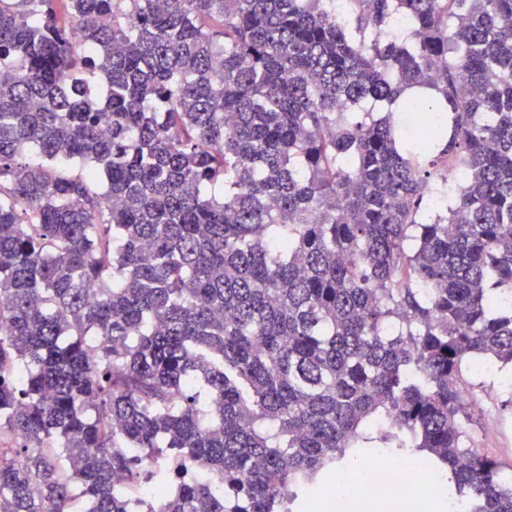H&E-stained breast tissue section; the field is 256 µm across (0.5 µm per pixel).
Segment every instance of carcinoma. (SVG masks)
Listing matches in <instances>:
<instances>
[{
  "mask_svg": "<svg viewBox=\"0 0 512 512\" xmlns=\"http://www.w3.org/2000/svg\"><path fill=\"white\" fill-rule=\"evenodd\" d=\"M56 2L0 0V512H301L366 448L512 512L459 383L512 365V0Z\"/></svg>",
  "mask_w": 512,
  "mask_h": 512,
  "instance_id": "obj_1",
  "label": "carcinoma"
}]
</instances>
